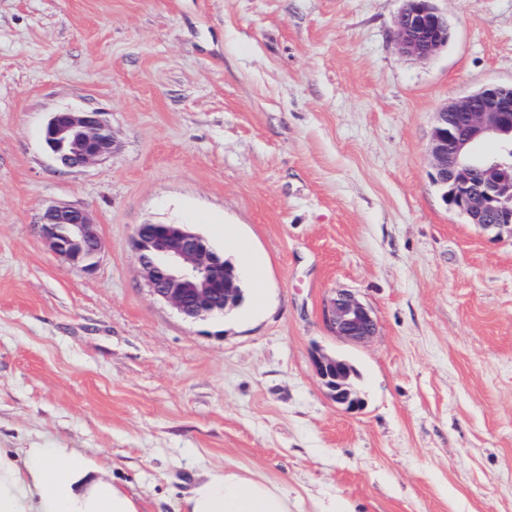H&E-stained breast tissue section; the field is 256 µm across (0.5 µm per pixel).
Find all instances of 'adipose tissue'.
Masks as SVG:
<instances>
[{"label": "adipose tissue", "instance_id": "1", "mask_svg": "<svg viewBox=\"0 0 512 512\" xmlns=\"http://www.w3.org/2000/svg\"><path fill=\"white\" fill-rule=\"evenodd\" d=\"M0 512H140L94 460L66 448H0ZM183 512H292L287 491L239 467L200 474Z\"/></svg>", "mask_w": 512, "mask_h": 512}]
</instances>
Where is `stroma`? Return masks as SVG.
<instances>
[{
    "label": "stroma",
    "instance_id": "1",
    "mask_svg": "<svg viewBox=\"0 0 512 512\" xmlns=\"http://www.w3.org/2000/svg\"><path fill=\"white\" fill-rule=\"evenodd\" d=\"M451 38L395 45L402 0H0V448L109 466L141 512H178L234 463L293 512H512V238L432 181L434 114L512 84V0H432ZM102 113L112 157L59 165L52 113ZM88 210L101 251L72 268L43 209ZM184 224L226 259L232 225L266 303L189 322L156 299L133 237ZM347 290L377 334L340 341ZM347 357L362 410L315 351ZM314 368L333 401L349 412L362 409L363 402L350 384L352 366L346 360L336 356L317 354L314 357Z\"/></svg>",
    "mask_w": 512,
    "mask_h": 512
}]
</instances>
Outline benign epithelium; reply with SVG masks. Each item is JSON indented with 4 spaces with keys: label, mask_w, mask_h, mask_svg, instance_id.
Masks as SVG:
<instances>
[{
    "label": "benign epithelium",
    "mask_w": 512,
    "mask_h": 512,
    "mask_svg": "<svg viewBox=\"0 0 512 512\" xmlns=\"http://www.w3.org/2000/svg\"><path fill=\"white\" fill-rule=\"evenodd\" d=\"M448 18L430 0H403L396 22L399 50L418 61L432 60L448 46ZM43 140L58 164L83 169L112 157L111 127L99 112H56ZM497 144L487 155L480 147ZM433 181L445 204L468 223L512 237V85L491 84L466 94L435 113L430 141ZM39 232L50 250L73 268L89 271L100 251L97 224L84 209L65 203L47 206ZM137 260L151 293L195 322L224 315L241 302L240 273L225 265L224 254L184 224L137 227ZM334 336L363 344L375 336L372 312L350 292H339L326 311ZM317 376L328 395L349 412L363 402L351 384L352 366L336 356L314 357Z\"/></svg>",
    "instance_id": "benign-epithelium-1"
}]
</instances>
